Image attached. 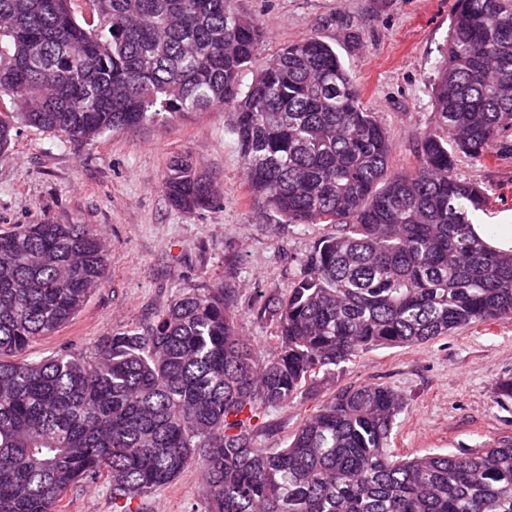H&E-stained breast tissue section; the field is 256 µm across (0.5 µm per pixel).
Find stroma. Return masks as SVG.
<instances>
[{
    "mask_svg": "<svg viewBox=\"0 0 512 512\" xmlns=\"http://www.w3.org/2000/svg\"><path fill=\"white\" fill-rule=\"evenodd\" d=\"M455 0H233L266 31L249 84L281 48L314 36L335 48L361 90L364 106L390 133V169L416 164L415 148L433 118L435 66ZM231 116L220 108L162 118L134 130L68 143L20 127L0 162V229L15 224H89L103 237L109 275L78 316L26 351L29 359L91 350L103 336L143 326L187 289L224 285L235 292L239 329L263 353L276 324L259 318L261 295H286L314 241L330 224L294 226L252 200ZM213 180L218 201L192 212L171 207L162 179L177 158ZM458 178L482 185L488 204L479 223L512 225V131L494 157H458ZM512 377V317L472 324L414 347L374 348L303 388L288 406L265 412L257 447L281 448L302 420L344 386L382 384L404 402L391 436L394 454L466 452L512 441V399H495ZM203 475L185 470L169 487L138 501L139 512H191ZM60 512H114L107 480L74 487Z\"/></svg>",
    "mask_w": 512,
    "mask_h": 512,
    "instance_id": "obj_1",
    "label": "stroma"
}]
</instances>
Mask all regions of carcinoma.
Listing matches in <instances>:
<instances>
[{
    "label": "carcinoma",
    "mask_w": 512,
    "mask_h": 512,
    "mask_svg": "<svg viewBox=\"0 0 512 512\" xmlns=\"http://www.w3.org/2000/svg\"><path fill=\"white\" fill-rule=\"evenodd\" d=\"M0 0V159L23 124L92 141L161 116L227 106L250 193L284 224H332L288 295L260 301L277 325L266 357L238 330L226 288H190L146 327L89 354L24 358L105 285L107 251L88 224L0 230V512H57L105 478L129 505L197 465L192 512H512V443L406 459L389 452L402 399L343 388L283 448L249 423L376 347L427 343L512 315V250L485 242L478 184L456 155H494L512 130V0H455L436 66L433 126L417 164L389 170L390 137L336 50L315 37L272 56L245 89L264 29L231 0ZM190 212L217 202L186 159L163 182Z\"/></svg>",
    "instance_id": "carcinoma-1"
}]
</instances>
